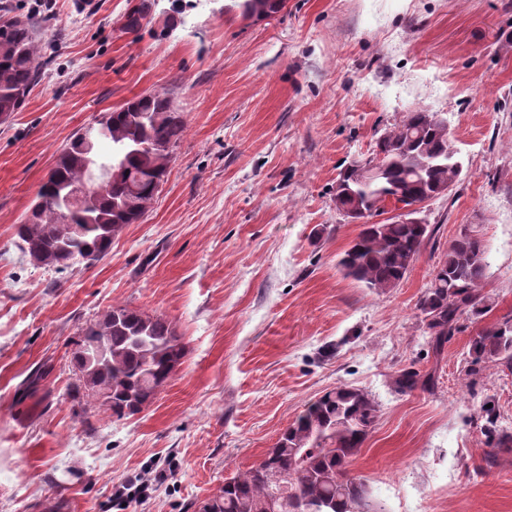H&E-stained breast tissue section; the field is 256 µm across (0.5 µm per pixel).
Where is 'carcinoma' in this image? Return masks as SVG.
I'll use <instances>...</instances> for the list:
<instances>
[{"instance_id":"obj_1","label":"carcinoma","mask_w":512,"mask_h":512,"mask_svg":"<svg viewBox=\"0 0 512 512\" xmlns=\"http://www.w3.org/2000/svg\"><path fill=\"white\" fill-rule=\"evenodd\" d=\"M286 0H242L247 18L271 17ZM150 0H140L125 27L138 30ZM39 22L0 6V120L21 110L30 89L51 64L44 58ZM416 110L377 139L369 157L355 160L336 179V209L354 221L385 213V206L410 205L459 181L448 124ZM101 139L76 133L56 159L37 192V201L17 225L19 248L30 260L56 269L90 265L109 251L127 224L147 212L164 181L174 149L185 134L182 113L166 92H149L105 113ZM89 183L95 207L61 223L59 199L67 188ZM433 230L427 224H402L390 218L365 224L344 251V275L376 292L398 287L410 272ZM484 246L465 228L435 267L419 302L428 344L439 354L460 328L462 318L489 311L480 282ZM472 363L493 362L512 374V317L482 330L472 340ZM186 348L162 315L117 305L102 320L83 329L73 353L84 390L102 401L117 420L148 407L182 364ZM398 392L431 387L434 377L411 368L393 378ZM109 392L106 397L101 391ZM485 431L496 446L512 447V432L498 425L493 409L483 408ZM379 416L367 392L339 384L310 403L255 466L224 478L219 492L199 512H270L271 496L286 501L282 512H366L363 484L349 466Z\"/></svg>"}]
</instances>
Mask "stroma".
Returning <instances> with one entry per match:
<instances>
[{"label":"stroma","mask_w":512,"mask_h":512,"mask_svg":"<svg viewBox=\"0 0 512 512\" xmlns=\"http://www.w3.org/2000/svg\"><path fill=\"white\" fill-rule=\"evenodd\" d=\"M55 0L46 38L61 76L0 123V512H187L258 463L306 405L346 383L379 419L350 471L370 512H512V451L490 450L483 405L512 421V375L467 382L470 343L512 316V0H288L266 20L240 0ZM170 93L186 132L139 223L91 266L58 272L16 226L58 151L146 91ZM438 113L462 163L419 212L434 234L396 288L346 278L360 230L332 200L338 166L407 112ZM485 246L491 309L441 355L419 301L463 227ZM116 305L165 316L186 346L142 413L117 421L78 391L82 327ZM404 368L434 388L392 386ZM168 479L117 504L116 488Z\"/></svg>","instance_id":"obj_1"}]
</instances>
